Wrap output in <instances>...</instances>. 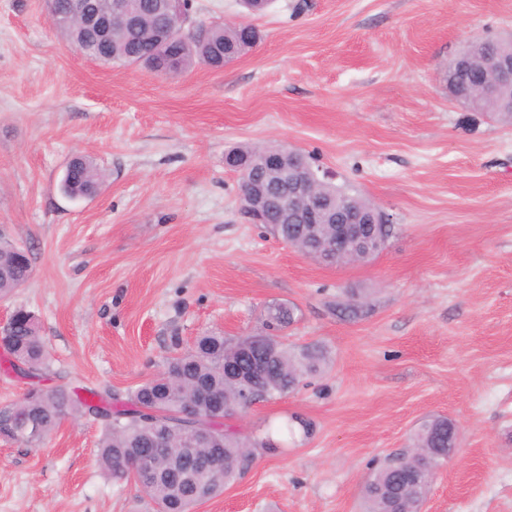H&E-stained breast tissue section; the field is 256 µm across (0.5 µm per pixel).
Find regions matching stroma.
Masks as SVG:
<instances>
[{"label":"stroma","mask_w":512,"mask_h":512,"mask_svg":"<svg viewBox=\"0 0 512 512\" xmlns=\"http://www.w3.org/2000/svg\"><path fill=\"white\" fill-rule=\"evenodd\" d=\"M198 21L251 20L256 48L221 71L166 79L92 60L45 0H0V233L33 275L7 298L35 313L43 383L127 398L197 337L261 332L294 307L290 347L320 373L227 417L278 448L193 512H363L361 488L425 420L456 449L421 512H512V125L450 100L445 73L474 38L512 32V0H193ZM285 145L370 199L395 231L372 259L329 267L241 209L232 147ZM105 173L59 189L67 161ZM361 303L355 320L337 305ZM103 428L67 418L42 443L0 436V512H154L98 462ZM75 173L67 176L65 173L60 182L64 195L72 199H82L97 194L104 180L103 172L97 165L86 157L77 155ZM265 313L268 330L281 331L294 320L293 309L279 303L269 304L266 307Z\"/></svg>","instance_id":"obj_1"}]
</instances>
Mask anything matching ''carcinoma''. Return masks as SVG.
<instances>
[{"label":"carcinoma","mask_w":512,"mask_h":512,"mask_svg":"<svg viewBox=\"0 0 512 512\" xmlns=\"http://www.w3.org/2000/svg\"><path fill=\"white\" fill-rule=\"evenodd\" d=\"M163 24V13L152 7L141 18L139 26L116 27L103 49L93 34L77 25L56 26L58 33L85 56L110 65H140L159 73L160 54L143 52L154 29ZM171 35L183 44L181 66L172 75L183 74L197 65L215 71L224 69V60L240 59L249 54L259 36L247 40L240 24H206L189 28L186 21H175ZM509 47L502 38L479 40L470 52L471 66L464 73L448 72V86L457 90L484 75L480 58L486 53ZM75 173L63 176L60 189L72 199L87 198L98 193L103 172L91 160L76 156ZM326 192L337 201L367 211L376 210L369 199L346 187L328 184ZM272 233L283 241L295 238L294 248L307 247V229L298 224H277ZM32 264L27 252L11 243L0 248V298L23 287L31 278ZM294 320L292 308L279 303L266 307L265 321L269 332L265 342L254 343V336L226 339L218 335L202 336L194 347L167 361L165 369L132 391L128 401L112 397V391L87 386L59 385L40 387L32 384L23 398L0 408V435L27 444L41 442L59 423L69 416L92 415L104 423L99 448L103 471L117 484L133 483L150 497L156 512H191L202 499L222 493L251 465L254 449L265 441L252 440L224 428L223 419L249 408L253 399L260 401L284 396L294 391L303 378L320 372L324 356L318 350L304 349L296 354L281 342L274 332L281 331ZM1 347L11 356L12 365L26 376L41 378L47 358L46 345L39 334L32 312L19 313L12 321L9 334ZM204 386L219 398L223 412L219 415L200 411L208 426L209 456L189 462L200 476L203 496H193L163 473L182 459V449L194 439L198 421L182 416L197 387ZM456 435L455 425L446 418L424 423L413 438L417 455L402 451L381 462L362 489L366 512H393L395 498L405 485L407 471L430 465L439 466L448 452V444ZM138 448L146 454L157 477L137 481L130 451Z\"/></svg>","instance_id":"1"}]
</instances>
